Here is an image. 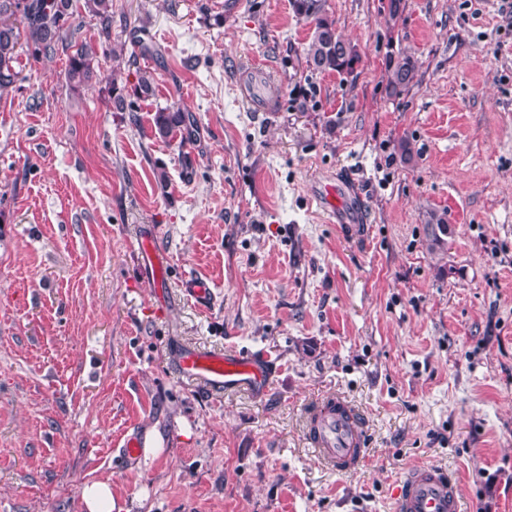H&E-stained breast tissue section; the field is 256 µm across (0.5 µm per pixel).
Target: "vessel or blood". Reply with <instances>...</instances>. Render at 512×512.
Listing matches in <instances>:
<instances>
[{
  "instance_id": "obj_1",
  "label": "vessel or blood",
  "mask_w": 512,
  "mask_h": 512,
  "mask_svg": "<svg viewBox=\"0 0 512 512\" xmlns=\"http://www.w3.org/2000/svg\"><path fill=\"white\" fill-rule=\"evenodd\" d=\"M315 199L330 222L358 221L351 190L346 182H332L320 189ZM141 266L156 286H163L167 256L155 243L153 232L139 241ZM183 378L209 390L223 393L236 389L262 390L266 368L256 359L183 347L173 355ZM307 435L311 452L329 468L345 474L366 456V427L359 411L343 398L330 395L307 413ZM459 484L450 472L435 465L408 471L393 492V512H461Z\"/></svg>"
}]
</instances>
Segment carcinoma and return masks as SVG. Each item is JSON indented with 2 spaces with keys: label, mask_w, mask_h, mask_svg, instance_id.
Segmentation results:
<instances>
[{
  "label": "carcinoma",
  "mask_w": 512,
  "mask_h": 512,
  "mask_svg": "<svg viewBox=\"0 0 512 512\" xmlns=\"http://www.w3.org/2000/svg\"><path fill=\"white\" fill-rule=\"evenodd\" d=\"M326 0H291L295 16L311 25L305 47L306 62L313 73H335L343 78L354 76L361 61L357 47L342 38L336 20L325 9ZM86 9L100 23V35L107 42L112 30V0H84ZM73 15V0H0V19L11 18L15 25L0 27V94L7 93L19 79L21 49L28 59L38 62L53 54L65 40L66 25ZM97 47L82 44L68 57L67 79L75 89L91 87L99 82L92 65ZM417 59L400 53L389 60V78L386 91L402 95L414 79ZM154 93V77L149 71H136V80L123 87L111 84L108 107L114 112L133 111L132 98L145 99ZM154 134L158 138L179 140L183 147L191 139L190 114L179 106H165L156 110ZM429 248L435 249L448 235V218L444 212L429 213Z\"/></svg>",
  "instance_id": "cac0c4a2"
}]
</instances>
